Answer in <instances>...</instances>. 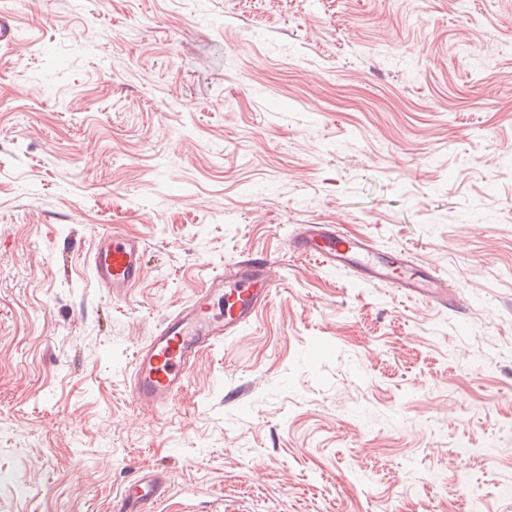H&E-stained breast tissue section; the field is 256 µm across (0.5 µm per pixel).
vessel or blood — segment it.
<instances>
[{
	"mask_svg": "<svg viewBox=\"0 0 512 512\" xmlns=\"http://www.w3.org/2000/svg\"><path fill=\"white\" fill-rule=\"evenodd\" d=\"M292 247L322 265L351 271L365 284H384L441 306L448 303V285L434 271L418 269L404 257L385 260L370 239L348 236L337 227L300 225ZM143 253L142 240L116 226L95 238L92 271L112 300L123 299L142 281ZM279 285L277 261L258 254L242 257L212 276L189 303L154 326L146 345L133 358L127 384L134 403L147 409L173 405L201 354L250 323ZM169 487L162 472H138L121 491L116 512H157Z\"/></svg>",
	"mask_w": 512,
	"mask_h": 512,
	"instance_id": "obj_1",
	"label": "vessel or blood"
}]
</instances>
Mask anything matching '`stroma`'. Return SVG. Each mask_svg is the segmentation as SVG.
<instances>
[{
	"instance_id": "obj_1",
	"label": "stroma",
	"mask_w": 512,
	"mask_h": 512,
	"mask_svg": "<svg viewBox=\"0 0 512 512\" xmlns=\"http://www.w3.org/2000/svg\"><path fill=\"white\" fill-rule=\"evenodd\" d=\"M0 512H512V0H0ZM118 225L145 279L88 254ZM333 224L458 309L298 256ZM281 281L165 410L125 375L243 255ZM143 241L123 232L118 226L102 230L94 240L91 267L96 282L113 301L124 298L128 290L143 279ZM170 487L168 477L157 470L139 471L123 487L116 505L117 512H156Z\"/></svg>"
}]
</instances>
